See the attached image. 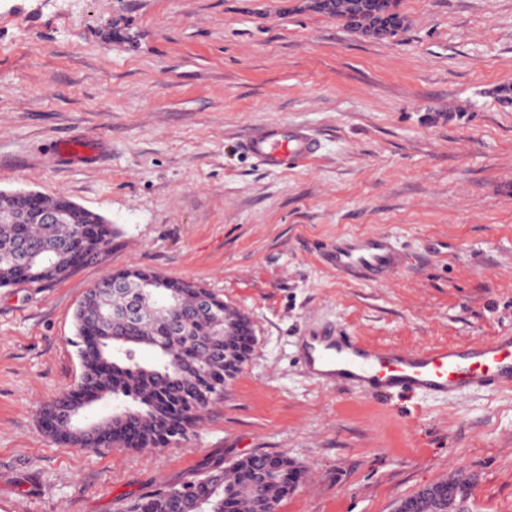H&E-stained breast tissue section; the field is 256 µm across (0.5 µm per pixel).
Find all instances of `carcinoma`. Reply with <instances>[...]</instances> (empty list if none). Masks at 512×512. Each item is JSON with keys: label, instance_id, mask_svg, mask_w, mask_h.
Instances as JSON below:
<instances>
[{"label": "carcinoma", "instance_id": "obj_1", "mask_svg": "<svg viewBox=\"0 0 512 512\" xmlns=\"http://www.w3.org/2000/svg\"><path fill=\"white\" fill-rule=\"evenodd\" d=\"M326 12L348 19L356 32L394 37L407 27L397 0H331ZM59 209L68 219L44 224L36 217ZM13 221L0 223V287L24 285L42 291L75 269L97 262L115 230L96 213L69 198L31 194L12 204ZM128 280L121 293L110 290L84 297L74 314L80 375L75 387L44 404L39 415L46 432L77 448H157L176 444L211 401L223 395L224 360L254 344L250 322L229 309L224 299L194 282L130 267L116 272ZM201 294L212 311L200 317ZM134 303L138 320L130 323L126 307ZM182 320L183 335L174 336ZM155 351L142 363L137 351ZM112 402V412L84 433L63 418L74 407ZM271 476L264 481L259 477ZM303 470L285 453H255L226 465L218 462L188 480L165 485L128 502L123 512H278L293 489L288 478Z\"/></svg>", "mask_w": 512, "mask_h": 512}]
</instances>
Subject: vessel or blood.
<instances>
[{
	"instance_id": "b4317fda",
	"label": "vessel or blood",
	"mask_w": 512,
	"mask_h": 512,
	"mask_svg": "<svg viewBox=\"0 0 512 512\" xmlns=\"http://www.w3.org/2000/svg\"><path fill=\"white\" fill-rule=\"evenodd\" d=\"M243 147L266 166L288 170L311 158L318 142L302 128L259 126L249 132ZM324 258L337 273L374 282L389 278L405 263L403 254L382 235L336 242L327 247ZM301 355L308 373L317 379L370 394L512 391L510 330L483 343L425 349L370 345L340 332L304 337Z\"/></svg>"
}]
</instances>
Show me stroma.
Wrapping results in <instances>:
<instances>
[{
    "label": "stroma",
    "mask_w": 512,
    "mask_h": 512,
    "mask_svg": "<svg viewBox=\"0 0 512 512\" xmlns=\"http://www.w3.org/2000/svg\"><path fill=\"white\" fill-rule=\"evenodd\" d=\"M370 39L304 0H0V189L63 195L116 234L52 288H0V512H121L213 464L305 467L278 512H393L470 475L464 512H512V392L460 399L324 386L300 361L325 327L419 349L512 330V0H398ZM310 131L282 171L255 126ZM91 140L77 162L60 139ZM379 233L407 255L380 283L322 258ZM203 283L251 320L250 360L167 448L87 450L38 409L80 374L74 313L113 271Z\"/></svg>",
    "instance_id": "obj_1"
}]
</instances>
